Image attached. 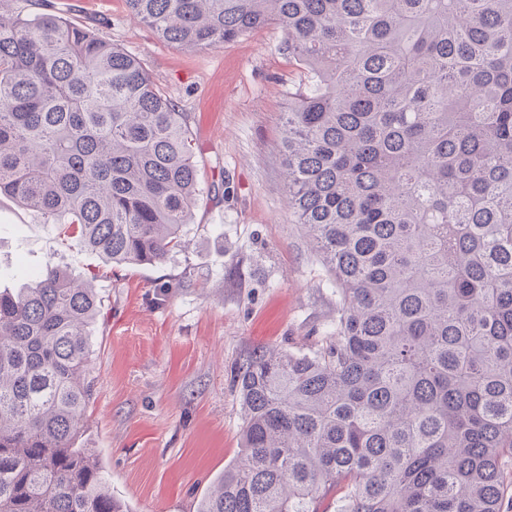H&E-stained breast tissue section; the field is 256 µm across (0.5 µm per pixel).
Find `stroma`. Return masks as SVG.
I'll list each match as a JSON object with an SVG mask.
<instances>
[{"label": "stroma", "mask_w": 512, "mask_h": 512, "mask_svg": "<svg viewBox=\"0 0 512 512\" xmlns=\"http://www.w3.org/2000/svg\"><path fill=\"white\" fill-rule=\"evenodd\" d=\"M24 16H66L137 56L190 117L202 194L187 246L166 262L113 267L0 196V289L18 263L53 262L93 279L91 405L81 445L94 449L131 512H196L241 453L233 377L262 347L316 353L335 340L336 295L286 206L279 146L288 92L304 79L266 25L222 45L160 41L125 0H5Z\"/></svg>", "instance_id": "35a3bbf8"}]
</instances>
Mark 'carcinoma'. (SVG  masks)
Listing matches in <instances>:
<instances>
[{"mask_svg":"<svg viewBox=\"0 0 512 512\" xmlns=\"http://www.w3.org/2000/svg\"><path fill=\"white\" fill-rule=\"evenodd\" d=\"M210 48L274 24L305 82L289 211L336 288L320 353L238 368L241 455L197 512H502L512 469V0H126ZM188 115L56 14L0 10V194L115 265L183 250ZM0 290V512H129L90 448L101 299L48 262Z\"/></svg>","mask_w":512,"mask_h":512,"instance_id":"cac0c4a2","label":"carcinoma"}]
</instances>
